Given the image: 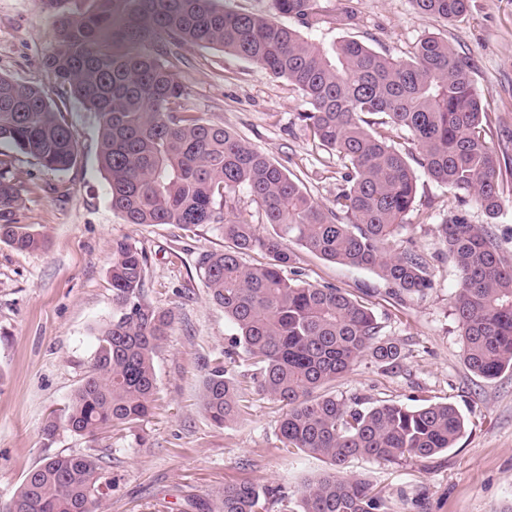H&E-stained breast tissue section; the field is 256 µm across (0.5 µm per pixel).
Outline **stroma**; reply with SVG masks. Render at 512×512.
I'll list each match as a JSON object with an SVG mask.
<instances>
[{
    "label": "stroma",
    "mask_w": 512,
    "mask_h": 512,
    "mask_svg": "<svg viewBox=\"0 0 512 512\" xmlns=\"http://www.w3.org/2000/svg\"><path fill=\"white\" fill-rule=\"evenodd\" d=\"M325 21L307 28L292 17L286 26L310 42L331 47L353 39L376 52L408 58L424 37L448 40L470 58L473 79L492 117L490 144L512 157V0H469L466 15L447 22L423 15L411 0H318ZM349 24H340L345 11ZM56 16L37 0H0V75L40 88L51 100L61 89L45 58L56 51ZM187 87L185 107L207 122L235 131L281 163L320 203L332 205L344 186L343 168L316 145L297 119L305 103L288 80L224 50L184 44L165 56ZM66 118L78 159L51 171L34 158L0 145L20 196L19 223L44 239L20 252L0 242V504L26 472L60 453L101 456L105 487L98 512H213L225 486L250 481L275 488L297 507L304 486L329 471L326 460L288 452L278 438L279 403L258 394L237 358L243 412L233 423L213 425L201 409L202 364L222 356L236 330L211 300L202 255L223 248L211 226L134 225L110 204L98 160L95 118L70 105ZM503 206L488 217L471 202L420 176L413 210L397 247H416L429 260L432 286L423 295L396 294L370 269L323 260L297 249L299 280L340 288L370 304L382 335L399 343L401 369L388 370L364 355L326 386L337 398L363 407L451 403L468 421L453 448L397 464L350 460L343 473L368 480L390 512H512V370L494 379L466 366L453 311L459 289L455 264L439 226L456 214L491 229L512 253V179L503 182ZM125 238L147 257L146 292L176 320L154 357L157 395L140 427L114 428L96 439L42 429L87 375L96 331L112 317L109 267L112 241Z\"/></svg>",
    "instance_id": "1"
}]
</instances>
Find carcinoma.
<instances>
[{
    "label": "carcinoma",
    "instance_id": "carcinoma-1",
    "mask_svg": "<svg viewBox=\"0 0 512 512\" xmlns=\"http://www.w3.org/2000/svg\"><path fill=\"white\" fill-rule=\"evenodd\" d=\"M56 11L58 49L45 65L63 90L54 104L42 90L0 75V144L54 171L78 158L66 120L73 100L93 114L99 158L112 210L128 224L211 225L224 248L202 258L212 301L236 328L225 361L205 364L201 407L216 425L240 416L232 374L237 351L252 360L257 391L282 403L284 447L327 460L331 471L304 486L298 512H388L362 478L343 475L352 459L398 463L428 458L454 446L465 419L449 403L420 407L380 404L359 408L356 397L319 395L368 353L400 367V345L381 335L370 307L332 286L285 275L296 263L295 243L327 261L367 268L398 293L431 287L427 259L417 249H393L414 208L417 169L475 202L494 218L502 207L500 158L486 140L491 119L470 61L448 41L421 39L408 60L341 40L327 51L276 20L323 22L317 0H270L271 14L240 13L220 0H40ZM421 14L447 22L468 0H412ZM218 47L247 60L301 92L298 113L313 141L335 155L346 187L333 207L267 154L230 130L182 107L188 96L162 56L180 44ZM409 134L419 154L408 159L379 126ZM245 188L261 211L267 234L240 217ZM19 195L0 169V242L19 251L42 241L16 221ZM346 215L349 223L341 222ZM458 269L454 311L464 360L478 377L512 369V255L494 232L455 217L439 225ZM264 261L247 265L242 254ZM147 258L125 239L112 241V320L97 334L88 375L43 432L60 426L93 438L114 426L133 428L151 412L157 393L154 355L175 313L145 294ZM99 457L58 454L30 469L9 500L11 512H97ZM273 491L249 482L224 488L218 512H266Z\"/></svg>",
    "mask_w": 512,
    "mask_h": 512
}]
</instances>
